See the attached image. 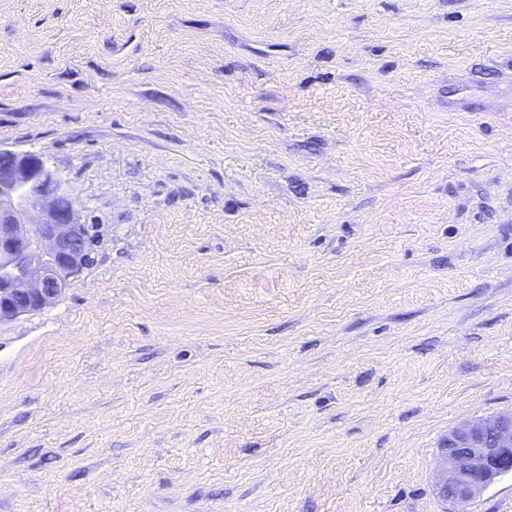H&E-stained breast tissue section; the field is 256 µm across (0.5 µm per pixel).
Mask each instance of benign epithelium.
<instances>
[{"label": "benign epithelium", "mask_w": 512, "mask_h": 512, "mask_svg": "<svg viewBox=\"0 0 512 512\" xmlns=\"http://www.w3.org/2000/svg\"><path fill=\"white\" fill-rule=\"evenodd\" d=\"M95 239L42 154L0 147V325L54 304L92 265ZM511 472L512 410L441 442L438 490L458 512Z\"/></svg>", "instance_id": "7a95c632"}]
</instances>
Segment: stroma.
Returning a JSON list of instances; mask_svg holds the SVG:
<instances>
[{"mask_svg":"<svg viewBox=\"0 0 512 512\" xmlns=\"http://www.w3.org/2000/svg\"><path fill=\"white\" fill-rule=\"evenodd\" d=\"M0 146L102 238L0 326V512H449L512 410V0H0ZM438 490L457 511L512 472V410L478 417L441 442Z\"/></svg>","mask_w":512,"mask_h":512,"instance_id":"obj_1","label":"stroma"}]
</instances>
